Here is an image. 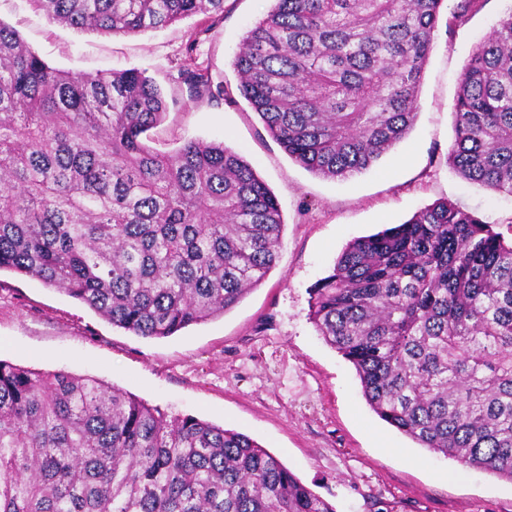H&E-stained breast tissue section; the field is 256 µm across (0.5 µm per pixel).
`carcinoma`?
<instances>
[{"mask_svg": "<svg viewBox=\"0 0 512 512\" xmlns=\"http://www.w3.org/2000/svg\"><path fill=\"white\" fill-rule=\"evenodd\" d=\"M243 36L237 90L311 173L344 179L402 141L444 0H274ZM80 32L138 35L224 0H29ZM177 83L224 96L194 59ZM142 72L50 66L0 23V272L114 327L164 338L224 315L274 267L280 204L222 142L171 153ZM448 165L512 194V10L459 79ZM310 319L387 423L512 480V242L446 200L349 242ZM0 512H336L248 436L89 376L0 360Z\"/></svg>", "mask_w": 512, "mask_h": 512, "instance_id": "carcinoma-1", "label": "carcinoma"}]
</instances>
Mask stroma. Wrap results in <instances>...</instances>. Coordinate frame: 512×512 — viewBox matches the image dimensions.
Instances as JSON below:
<instances>
[{
	"instance_id": "35a3bbf8",
	"label": "stroma",
	"mask_w": 512,
	"mask_h": 512,
	"mask_svg": "<svg viewBox=\"0 0 512 512\" xmlns=\"http://www.w3.org/2000/svg\"><path fill=\"white\" fill-rule=\"evenodd\" d=\"M273 0H224V17H200L141 35L79 32L49 22L28 0H0V21L49 64L82 73L145 72L168 110L151 130L163 153L190 140L241 154L278 198L284 219L276 265L223 316L176 335L144 339L31 277L0 273V359L40 372L93 376L171 414L241 432L278 458L336 512H512V481L467 470L420 448L381 420L355 369L318 335L310 290L355 238L408 220L437 200L512 236V195L463 179L447 163L454 103L472 48L512 0H446L408 136L372 167L344 180L292 160L239 95L232 60ZM195 45L224 84L220 100H190L176 83Z\"/></svg>"
}]
</instances>
